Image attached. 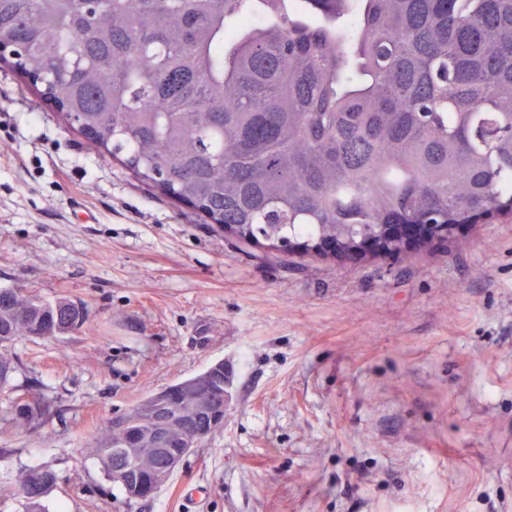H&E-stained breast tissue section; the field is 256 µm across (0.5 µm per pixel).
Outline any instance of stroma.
I'll use <instances>...</instances> for the list:
<instances>
[{"label":"stroma","instance_id":"35a3bbf8","mask_svg":"<svg viewBox=\"0 0 512 512\" xmlns=\"http://www.w3.org/2000/svg\"><path fill=\"white\" fill-rule=\"evenodd\" d=\"M85 304L22 337L0 388V512L21 475L48 512H512V216L398 257L279 253L226 237L92 150L0 59V288ZM224 425L151 498L124 503L100 427L210 365ZM52 414L18 425L19 397ZM35 471H29L20 479V487L26 499V512H45L47 511L42 504L41 499L47 493L54 482V476L50 472H41L35 476Z\"/></svg>","mask_w":512,"mask_h":512}]
</instances>
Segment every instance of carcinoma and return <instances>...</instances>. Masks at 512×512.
I'll list each match as a JSON object with an SVG mask.
<instances>
[{"label":"carcinoma","mask_w":512,"mask_h":512,"mask_svg":"<svg viewBox=\"0 0 512 512\" xmlns=\"http://www.w3.org/2000/svg\"><path fill=\"white\" fill-rule=\"evenodd\" d=\"M0 0L14 67L49 72L44 90L94 130L143 183L195 202L239 240L308 246L411 218L467 224L512 214V0ZM256 18L247 27L243 20ZM84 304L0 288V345L78 330ZM224 371L182 388L181 420ZM34 396L15 420L41 424ZM126 436L149 425L135 406ZM98 431L125 499L153 483L145 448ZM50 472L20 479L26 512H46Z\"/></svg>","instance_id":"carcinoma-1"}]
</instances>
